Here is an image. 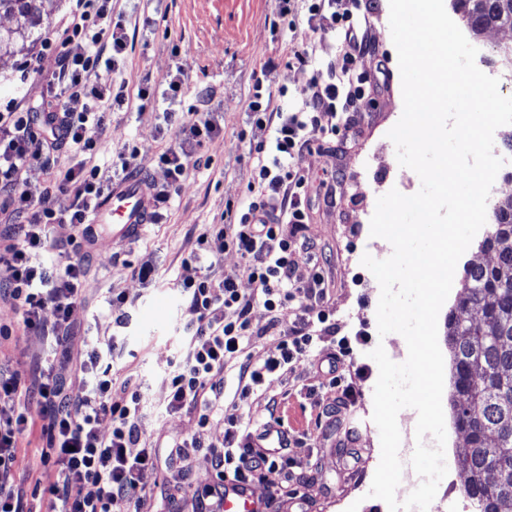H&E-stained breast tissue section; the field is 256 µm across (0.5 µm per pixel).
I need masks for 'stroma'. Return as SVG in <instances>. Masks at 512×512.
Listing matches in <instances>:
<instances>
[{"label": "stroma", "instance_id": "35a3bbf8", "mask_svg": "<svg viewBox=\"0 0 512 512\" xmlns=\"http://www.w3.org/2000/svg\"><path fill=\"white\" fill-rule=\"evenodd\" d=\"M132 22L149 17L154 30L137 31L126 54L123 75L132 96L107 117V132L102 138L97 162L104 174H111L112 163L126 154L129 144L140 145L136 161L139 171L150 175L157 189L170 190L171 199L161 223L147 226L138 238L122 242L103 240L97 247L102 261L93 262L86 278L85 301L73 317L90 335L112 334V313L106 303L111 289L125 291L133 299L128 312L130 324L121 340L124 350L113 369L138 377L148 396L146 432L159 444L192 435L209 444L220 440L224 424L212 420L207 427L179 416H162L158 410L168 385V360H179L184 346L181 332L184 299L178 280L184 271L181 255L188 239L203 225L218 223L227 203L248 194L251 168L255 162L257 134L248 118V105L255 81L270 91L273 104L296 108L298 92L308 81L310 67L286 68L294 52L308 50L313 64L330 57L333 46L308 24L306 8H299L291 23L277 24L276 0H122L120 4ZM369 37L373 52L356 57L354 67L371 84L356 116L363 126L361 138L345 144L336 137L317 144L301 161L313 178L323 177L336 184L337 204L325 207L312 198L309 235L323 244L325 251L316 261L300 262L297 279L308 282L324 276L329 283L326 311L336 328L337 338L350 342V349L338 364L343 384L354 386L360 411H372L373 391L379 369L369 353L384 346L394 362H402L404 339L400 334L379 336L376 309L380 287L374 275L361 263L363 255L383 260L392 247L370 234V220L379 196L395 189L415 194L421 181L411 169L399 165L396 148L388 131L403 111L398 55L389 26V0H372ZM191 68L176 102L162 96L164 79L173 68L171 51ZM42 57L44 73L56 68L54 52L42 45L0 58V101L22 96L36 101L61 104L64 94L54 86L26 87L17 81L20 65L31 55ZM277 70L262 75L267 62ZM391 71L389 83L376 80L381 65ZM150 78L153 99L140 102L136 91L143 78ZM211 113L220 129L213 141L201 147L211 157L209 167L189 168L178 184L171 186L157 155L175 145L174 133H160L164 111L188 110ZM153 257L159 264L156 283L146 286L133 279L121 262L136 257ZM0 323L14 327L11 340L0 344V358L24 363L40 351L42 339L27 333L22 317L9 303L0 302ZM286 398L292 417L311 429L310 437L291 443L287 454L298 473L311 474V483L285 484L280 471L266 472L255 483L257 496L287 486L291 493L310 496L311 512H346L357 505L358 512H389L385 502L369 497L373 476L381 459L379 432L359 436L355 448L359 461L349 457L350 448L341 446L333 422L314 420L320 405L334 402L337 390L328 386L327 375L313 359L298 363L287 376L272 378L265 397L241 405L238 413L250 426L259 427L270 419L268 397Z\"/></svg>", "mask_w": 512, "mask_h": 512}]
</instances>
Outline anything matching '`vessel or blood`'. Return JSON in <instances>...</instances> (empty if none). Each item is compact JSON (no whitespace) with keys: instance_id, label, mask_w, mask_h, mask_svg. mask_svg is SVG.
<instances>
[{"instance_id":"obj_1","label":"vessel or blood","mask_w":512,"mask_h":512,"mask_svg":"<svg viewBox=\"0 0 512 512\" xmlns=\"http://www.w3.org/2000/svg\"><path fill=\"white\" fill-rule=\"evenodd\" d=\"M149 181L132 178L113 185L95 210L91 224L93 238L128 240L149 223L152 205ZM224 512H258L259 499L252 485L232 479L224 481Z\"/></svg>"}]
</instances>
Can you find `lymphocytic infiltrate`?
I'll return each mask as SVG.
<instances>
[{
  "label": "lymphocytic infiltrate",
  "mask_w": 512,
  "mask_h": 512,
  "mask_svg": "<svg viewBox=\"0 0 512 512\" xmlns=\"http://www.w3.org/2000/svg\"><path fill=\"white\" fill-rule=\"evenodd\" d=\"M366 7V0H309V23L332 38L339 52L325 69L312 72L297 110L272 106L262 82L254 84L249 117L262 139L250 195L228 205L224 223L206 225L192 237L182 257L183 266L197 273L180 283L190 341L184 361L169 375L166 414L188 415L204 427L224 413V386L211 377L231 363L238 366L236 394L242 401L262 392L270 376L291 372L310 357L327 364L329 383L340 388L342 399L354 397L337 373L348 342L329 347L317 332L328 320L324 280L305 286L294 270L320 251L307 234L309 204L301 190L309 176L301 159L315 143L356 130L351 114L365 95L366 80L355 73L353 61L372 45L359 22ZM127 46L125 16L113 0H71L68 14L44 41L58 58L46 82L61 86L68 104H0V267L6 272L0 300L20 312L28 332L45 339L27 368H0V512H34L16 480L15 462L22 440L35 432L43 441L40 464L57 474L47 489L53 512H141L147 499L157 497L170 502L169 512H222L225 476L253 483L274 469L292 474L281 450L287 432L268 424L251 428L231 413L224 414L222 439L206 447L214 477L196 488L188 506L174 504L167 485L145 488L142 472L162 459L146 436L140 382L113 372L115 339L75 337L72 313L84 298L94 255L89 219L108 189L93 159L107 129L108 105H123L128 97L122 76ZM104 71L113 75L106 88L99 82ZM164 118L175 126L178 143L160 153L158 162L176 184L189 166L204 165L198 150L219 129L199 112H168ZM37 175L43 190L35 197L29 187ZM62 224L75 228L76 236L55 238ZM229 249L244 261L250 294L240 292L236 276L205 266ZM257 306L269 315L268 329L280 332L258 359L251 353L258 339L251 328ZM48 308L54 313L50 322L44 318ZM287 315L292 322L284 330ZM31 401L38 416L28 411ZM105 418L112 423L107 432L100 429Z\"/></svg>",
  "instance_id": "lymphocytic-infiltrate-1"
}]
</instances>
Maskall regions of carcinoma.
Listing matches in <instances>:
<instances>
[{
    "mask_svg": "<svg viewBox=\"0 0 512 512\" xmlns=\"http://www.w3.org/2000/svg\"><path fill=\"white\" fill-rule=\"evenodd\" d=\"M44 0H0V56L48 29ZM474 39L488 28L512 31V0H451ZM482 248L487 264L464 269L463 293L446 320L455 428L465 435L457 472L477 512L512 508V194L494 204Z\"/></svg>",
    "mask_w": 512,
    "mask_h": 512,
    "instance_id": "obj_1",
    "label": "carcinoma"
}]
</instances>
